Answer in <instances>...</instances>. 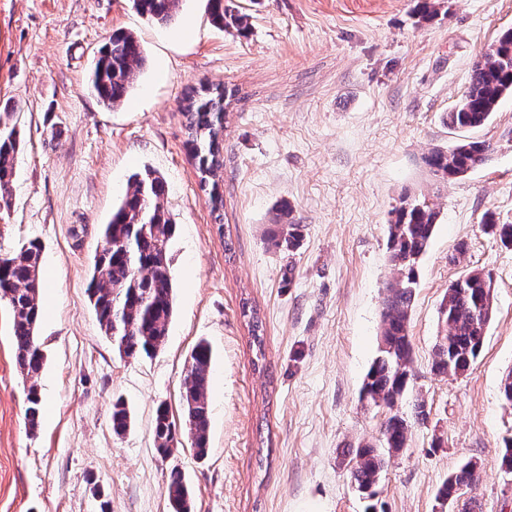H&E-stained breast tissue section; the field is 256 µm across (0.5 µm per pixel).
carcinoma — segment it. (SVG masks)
<instances>
[{"instance_id":"carcinoma-1","label":"carcinoma","mask_w":512,"mask_h":512,"mask_svg":"<svg viewBox=\"0 0 512 512\" xmlns=\"http://www.w3.org/2000/svg\"><path fill=\"white\" fill-rule=\"evenodd\" d=\"M180 0H133L136 10L148 20L167 23L174 19ZM213 23L220 29L244 34L248 16L233 0H209ZM498 49L484 54L473 67L471 81L455 109L448 113L451 128L474 130L483 127L500 101L512 95V30L496 41ZM145 64L144 49L130 33L117 31L94 57L89 88L107 108L121 105L127 98L134 75ZM232 93L221 86L192 89L185 98L187 151L194 161L199 187L207 195L214 219L221 220L222 195L215 181L223 165L222 132L224 103ZM492 151L490 143L476 138L462 139L449 149L435 148L425 156L430 171L442 179L466 176L483 165ZM20 156V139L15 128L0 121V199L7 200L8 186L15 175ZM163 178L153 171L134 175L124 198L102 226L101 245L94 257L88 288L89 300L104 335L119 356L150 357L163 346L174 312V288L169 271L168 249L174 234L165 205ZM438 213L428 202H400L388 224L389 262L394 277L386 287L382 311V342L370 366L362 389V399L370 406L393 408L406 393L412 372L409 325L417 288V267L426 253ZM485 233L512 247V225L497 224L490 217L483 221ZM301 225L286 222L275 225L272 240L278 248L294 250L300 245ZM41 247L30 241L18 249L0 254V300L11 316V341L16 367L33 380L28 388L25 420L29 429L38 427L41 395L37 384L44 354L38 339L40 316L39 269ZM490 278L472 270L453 281L441 302L446 334L435 347L431 371L438 375L468 373L479 358L493 312ZM250 317L253 342L262 346V322L256 312L242 306ZM212 350L198 342L190 355V366L183 379L185 426L190 447L204 458L209 452L208 385ZM430 415L423 396H416L412 415L389 412L380 436L374 442L359 441L343 449L351 482L371 499L374 487L391 457L404 448L411 424L425 423ZM131 426L128 405L112 403V428L118 435ZM157 453L170 455L178 443L177 426L168 407H157L153 423ZM478 479L472 461L461 463L439 488L437 497L456 496L463 487ZM173 512H193L191 492L181 472L173 470L166 486Z\"/></svg>"}]
</instances>
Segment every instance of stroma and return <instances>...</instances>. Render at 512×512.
Returning a JSON list of instances; mask_svg holds the SVG:
<instances>
[{
	"label": "stroma",
	"mask_w": 512,
	"mask_h": 512,
	"mask_svg": "<svg viewBox=\"0 0 512 512\" xmlns=\"http://www.w3.org/2000/svg\"><path fill=\"white\" fill-rule=\"evenodd\" d=\"M236 0L247 36L217 28L207 0H180L165 25L131 0H0V105L22 154L0 209V252L42 247L38 335L46 353L36 380L46 407L25 425L33 382L14 362L10 315L0 302V512H171L166 485L180 470L193 512H437V492L462 461L480 481L455 512H512V247L484 233L493 215L512 224V97L473 135L489 160L446 181L424 162L464 138L445 115L459 103L476 61L512 29V0ZM132 33L146 62L128 99L104 109L87 90L94 52L113 31ZM235 89L224 120V198L215 222L184 148L190 88ZM156 171L175 226L169 244L174 314L150 358H120L86 288L100 226L131 176ZM405 197L437 208L418 266L411 312L413 393L430 416L413 424L363 499L340 456L378 438L383 408L360 399L378 352L385 287L392 277L387 224ZM302 226L292 252L276 248L279 210ZM464 254H457L459 242ZM478 270L494 288L483 351L463 377L430 369L444 327L448 285ZM256 306L263 348L242 315ZM213 350L208 390L210 452L188 442L160 457L158 404L183 424L181 392L194 345ZM132 424L112 430V402Z\"/></svg>",
	"instance_id": "stroma-1"
}]
</instances>
